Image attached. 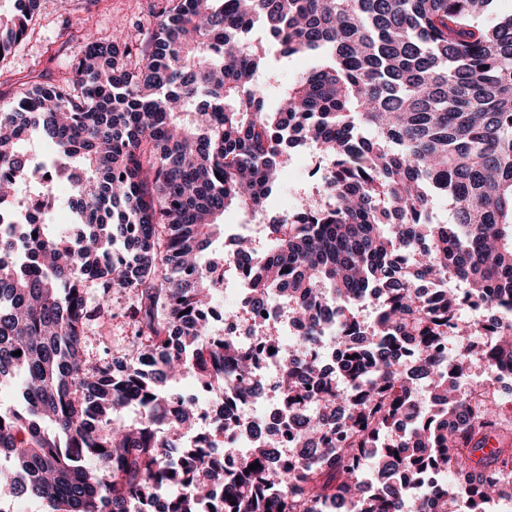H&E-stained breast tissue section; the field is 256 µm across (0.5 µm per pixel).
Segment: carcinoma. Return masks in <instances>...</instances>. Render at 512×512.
Here are the masks:
<instances>
[{"label": "carcinoma", "instance_id": "1", "mask_svg": "<svg viewBox=\"0 0 512 512\" xmlns=\"http://www.w3.org/2000/svg\"><path fill=\"white\" fill-rule=\"evenodd\" d=\"M14 2L0 11L4 55L39 0ZM493 2L157 0L138 44L119 20L72 78L0 105V210L23 182L46 197L65 180L85 226L71 248L46 224L0 232V388L22 402L0 408V500L28 496L48 512H401L402 483L432 469L454 476L440 512L502 494L512 427L461 382L470 358L512 367V331L476 345L459 319L465 295L512 309V15L480 23ZM270 45L323 60L273 108ZM299 133L333 164L328 186L233 251L252 309L280 302L306 328L278 368L288 406L309 407L297 424L313 452L281 461L258 435L226 471L217 452L231 420L217 413L211 437L179 448L197 411L169 386L187 373L242 394L258 383L251 352L204 317L224 279L198 258L224 235L226 211L266 210ZM33 140L54 151L47 177L31 172ZM447 280L462 287L422 288ZM369 292L379 318L356 346ZM115 293L129 296V334L111 346ZM330 320L340 357L322 371L314 351ZM449 334L459 357L448 375L438 342ZM404 339L434 400L424 410Z\"/></svg>", "mask_w": 512, "mask_h": 512}]
</instances>
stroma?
Here are the masks:
<instances>
[{
    "mask_svg": "<svg viewBox=\"0 0 512 512\" xmlns=\"http://www.w3.org/2000/svg\"><path fill=\"white\" fill-rule=\"evenodd\" d=\"M154 0H40L28 35L0 64V105L8 104L23 84L46 74L70 77L87 43L110 36L114 18H122L130 39H138L155 23Z\"/></svg>",
    "mask_w": 512,
    "mask_h": 512,
    "instance_id": "stroma-1",
    "label": "stroma"
}]
</instances>
